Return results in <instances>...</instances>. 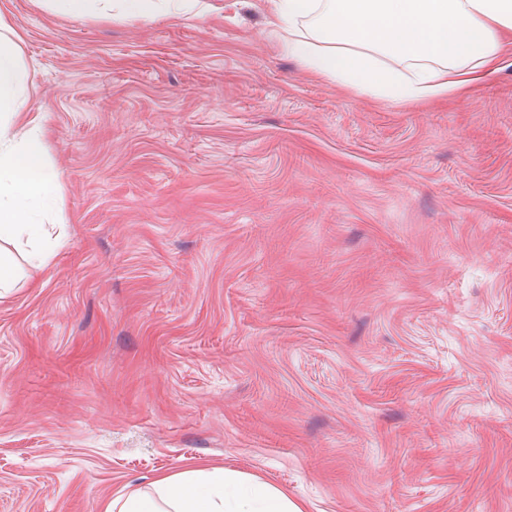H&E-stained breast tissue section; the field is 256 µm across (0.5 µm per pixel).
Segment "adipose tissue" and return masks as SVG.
Returning a JSON list of instances; mask_svg holds the SVG:
<instances>
[{"label":"adipose tissue","instance_id":"obj_1","mask_svg":"<svg viewBox=\"0 0 512 512\" xmlns=\"http://www.w3.org/2000/svg\"><path fill=\"white\" fill-rule=\"evenodd\" d=\"M86 15L113 7L149 21L203 16L199 0H50ZM269 25L288 56L310 71L393 104L468 98L499 69L512 43V0H268ZM17 36L0 15V299L17 287L21 264L45 265L61 237L46 226L59 211L60 184L48 159L45 118L28 112ZM105 512H300L280 489L237 473L189 468L113 499Z\"/></svg>","mask_w":512,"mask_h":512}]
</instances>
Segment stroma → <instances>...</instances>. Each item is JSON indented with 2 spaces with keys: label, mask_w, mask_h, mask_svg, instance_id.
Wrapping results in <instances>:
<instances>
[{
  "label": "stroma",
  "mask_w": 512,
  "mask_h": 512,
  "mask_svg": "<svg viewBox=\"0 0 512 512\" xmlns=\"http://www.w3.org/2000/svg\"><path fill=\"white\" fill-rule=\"evenodd\" d=\"M207 2L0 0L67 233L0 301V512L191 464L302 512H512V47L395 105ZM57 12L86 15L105 9L112 0H49ZM200 0H113L112 10L131 19L149 21L160 14L201 17L204 9Z\"/></svg>",
  "instance_id": "obj_1"
}]
</instances>
